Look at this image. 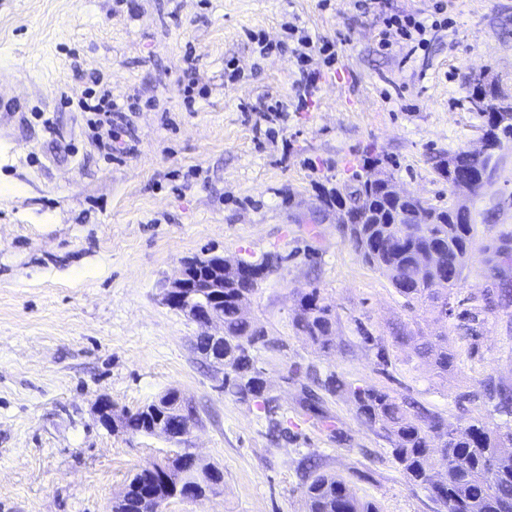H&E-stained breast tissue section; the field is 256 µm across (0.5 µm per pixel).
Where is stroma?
Returning a JSON list of instances; mask_svg holds the SVG:
<instances>
[{
  "label": "stroma",
  "mask_w": 512,
  "mask_h": 512,
  "mask_svg": "<svg viewBox=\"0 0 512 512\" xmlns=\"http://www.w3.org/2000/svg\"><path fill=\"white\" fill-rule=\"evenodd\" d=\"M387 9L444 23L416 50L356 0H0V512H110L143 465L183 448L223 469L224 489L166 512H305V458L381 512H438L350 399L321 393L332 424L310 417L309 375L503 423L477 394L489 377L512 386V303L471 327L407 304L321 215L318 189L379 171L432 205L453 202L436 163L481 148L476 76L512 96V0ZM299 30L334 43V58L305 107L253 111L293 103ZM106 90L136 104L134 153L98 145L80 101ZM466 205L474 232L457 296L494 295L512 285V138ZM270 252L283 262L245 315L284 344L258 361L288 429L276 444L262 410L220 390L195 350L205 327L161 302L185 260ZM314 287L336 321L326 351L294 326ZM361 326L387 348V368ZM400 329L412 343H394ZM439 333L453 356L444 374L418 352ZM169 391L195 413L173 442L106 428L95 410L107 398L133 412Z\"/></svg>",
  "instance_id": "stroma-1"
}]
</instances>
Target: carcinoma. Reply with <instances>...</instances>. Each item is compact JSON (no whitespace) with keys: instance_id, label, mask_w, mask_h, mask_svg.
<instances>
[{"instance_id":"carcinoma-1","label":"carcinoma","mask_w":512,"mask_h":512,"mask_svg":"<svg viewBox=\"0 0 512 512\" xmlns=\"http://www.w3.org/2000/svg\"><path fill=\"white\" fill-rule=\"evenodd\" d=\"M470 98L484 119V136L492 152L481 155L460 148L441 158L437 171L451 189L458 178L468 179L469 194L475 195L492 170L495 149L502 139L512 137V101L480 78L470 87ZM391 182L388 176L369 184L355 175L348 183L321 189V202L324 209L333 210L344 201L358 212L359 223L343 224L341 231L362 261L386 275L407 303L432 300L437 303L438 316L451 318L456 311L455 289L463 280L471 245L469 217H460L452 204L436 207L413 195L397 197L390 191ZM417 211L427 213L430 222L408 223ZM281 261V255L268 253L259 263L237 261L250 270L238 280L224 274V392L241 402L255 403L270 427L286 438L288 429L282 427L277 399L269 395L257 367L259 352L280 351L283 345L267 338L240 310ZM334 324L318 289L302 297L295 326L312 345L323 351L336 346ZM358 333L362 344L377 349L378 364H386L384 346L361 325ZM429 352L439 372L447 373L452 361L448 337H437L434 346L423 345L421 354ZM318 382L330 394L348 397L363 425L384 432L408 482L430 489L440 512H512V426L504 431L476 419L452 422L414 400L355 386L334 372ZM484 394L497 400L496 411L512 417L511 388L488 382ZM170 420L166 409L151 404L128 413L134 435H153L158 424L166 426ZM190 467L187 455L181 466L174 461L142 467L117 498L121 512H134L145 495L163 498L184 492L193 482ZM302 470L306 512H379L374 502L357 497L342 476L318 473L305 464Z\"/></svg>"}]
</instances>
